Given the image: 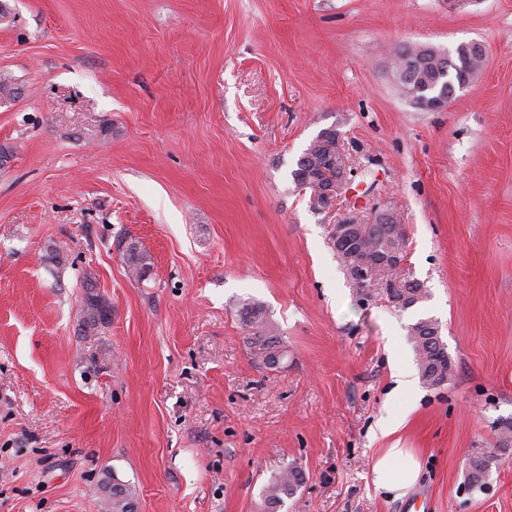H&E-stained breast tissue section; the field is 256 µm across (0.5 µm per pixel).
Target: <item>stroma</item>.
Masks as SVG:
<instances>
[{"mask_svg":"<svg viewBox=\"0 0 512 512\" xmlns=\"http://www.w3.org/2000/svg\"><path fill=\"white\" fill-rule=\"evenodd\" d=\"M0 7V512H106L109 474L137 512H259L290 466L280 512H512V449L467 487L512 417V0ZM470 41L486 63L447 110L400 95L397 47ZM327 128L355 177L316 210L291 172ZM377 206L406 226L417 307L362 299L331 245ZM87 275L112 308L94 336ZM246 302L277 368L249 353ZM425 317L454 374L404 391ZM396 444L422 465L402 497L372 472ZM122 262L126 266L129 276L137 281H143L149 275L150 256L137 241L131 240L126 244L122 253ZM243 325L247 328L250 354L268 368L277 367L284 357L277 326L265 309L257 303H245L239 310ZM498 437L499 442L496 448H485L483 451L477 452L469 460L468 484L472 489L480 490L484 486L492 465L497 464L498 452L509 448L505 444L507 445L512 440L511 418L498 421ZM304 481L302 470L296 466L279 471L274 474L261 494V512H276L283 497L293 494Z\"/></svg>","mask_w":512,"mask_h":512,"instance_id":"obj_1","label":"stroma"}]
</instances>
